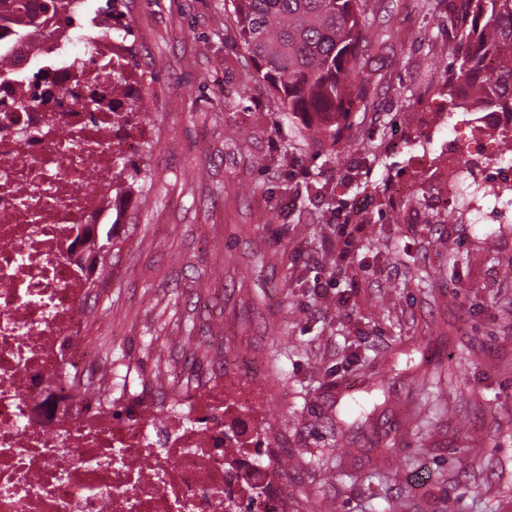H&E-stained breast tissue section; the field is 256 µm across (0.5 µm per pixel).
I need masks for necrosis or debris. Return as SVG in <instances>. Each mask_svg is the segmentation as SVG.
I'll list each match as a JSON object with an SVG mask.
<instances>
[{
	"label": "necrosis or debris",
	"mask_w": 512,
	"mask_h": 512,
	"mask_svg": "<svg viewBox=\"0 0 512 512\" xmlns=\"http://www.w3.org/2000/svg\"><path fill=\"white\" fill-rule=\"evenodd\" d=\"M125 55L109 37L85 58L36 38L15 49L18 78L0 92V512H230L255 480L286 512L279 471L255 469L258 429L223 378L122 419L61 371L111 376L73 345L87 288L71 243L111 205L102 189L138 146L115 88Z\"/></svg>",
	"instance_id": "1"
}]
</instances>
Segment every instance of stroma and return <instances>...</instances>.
Returning a JSON list of instances; mask_svg holds the SVG:
<instances>
[{
    "instance_id": "stroma-1",
    "label": "stroma",
    "mask_w": 512,
    "mask_h": 512,
    "mask_svg": "<svg viewBox=\"0 0 512 512\" xmlns=\"http://www.w3.org/2000/svg\"><path fill=\"white\" fill-rule=\"evenodd\" d=\"M366 9V92L336 147L317 148L225 39L224 0H123L147 137L126 156L140 174L83 335L147 399L155 374L187 386L223 368L298 462L288 512H512L499 146L441 97L447 7ZM458 175L478 193L452 207ZM344 230L349 255L326 265Z\"/></svg>"
}]
</instances>
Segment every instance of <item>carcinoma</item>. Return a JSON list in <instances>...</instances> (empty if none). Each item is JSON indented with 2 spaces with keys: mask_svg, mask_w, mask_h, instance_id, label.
<instances>
[{
  "mask_svg": "<svg viewBox=\"0 0 512 512\" xmlns=\"http://www.w3.org/2000/svg\"><path fill=\"white\" fill-rule=\"evenodd\" d=\"M48 23L27 0H0V89L11 75L2 57L12 42L72 24L78 0H38ZM118 0H106L107 30L123 42L131 35ZM233 40L250 55L259 81L307 140L318 147L336 139L364 95L359 64L369 47L365 0H230ZM456 22L450 52L458 68L444 75L448 107L459 108L456 84L479 112L494 106L512 113V0H448Z\"/></svg>",
  "mask_w": 512,
  "mask_h": 512,
  "instance_id": "carcinoma-1",
  "label": "carcinoma"
}]
</instances>
